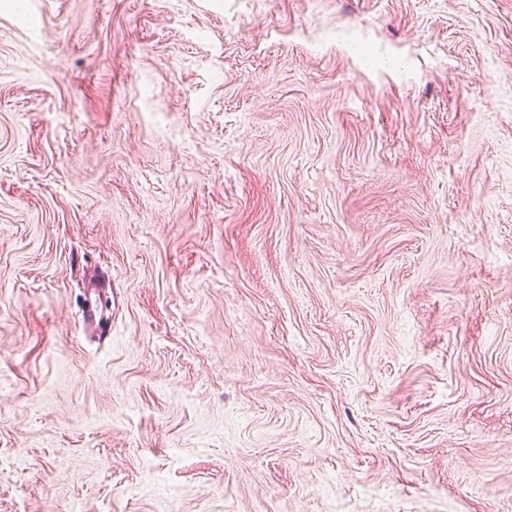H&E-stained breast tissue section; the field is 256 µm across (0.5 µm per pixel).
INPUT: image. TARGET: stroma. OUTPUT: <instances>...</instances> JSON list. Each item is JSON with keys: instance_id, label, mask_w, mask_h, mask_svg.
I'll list each match as a JSON object with an SVG mask.
<instances>
[{"instance_id": "35a3bbf8", "label": "stroma", "mask_w": 512, "mask_h": 512, "mask_svg": "<svg viewBox=\"0 0 512 512\" xmlns=\"http://www.w3.org/2000/svg\"><path fill=\"white\" fill-rule=\"evenodd\" d=\"M0 512H512V0H0Z\"/></svg>"}]
</instances>
